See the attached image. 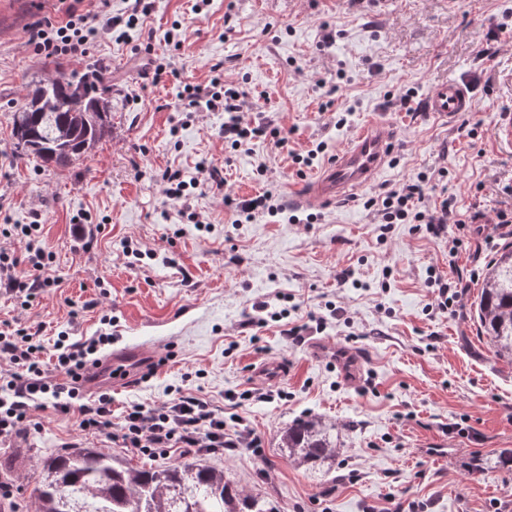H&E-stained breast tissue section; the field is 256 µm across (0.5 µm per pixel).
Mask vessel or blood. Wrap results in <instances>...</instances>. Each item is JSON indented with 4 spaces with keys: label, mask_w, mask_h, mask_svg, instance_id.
Returning <instances> with one entry per match:
<instances>
[{
    "label": "vessel or blood",
    "mask_w": 512,
    "mask_h": 512,
    "mask_svg": "<svg viewBox=\"0 0 512 512\" xmlns=\"http://www.w3.org/2000/svg\"><path fill=\"white\" fill-rule=\"evenodd\" d=\"M425 111L443 119L474 111L476 99L462 81H446L426 97ZM395 129L391 123L371 120L359 129L351 143L338 152L312 180L308 190L296 199L298 207H321L371 185L385 169L394 149ZM158 357L141 347L114 351L82 374L85 391L96 392L130 383L133 373L153 371Z\"/></svg>",
    "instance_id": "vessel-or-blood-1"
}]
</instances>
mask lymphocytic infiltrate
<instances>
[{"label":"lymphocytic infiltrate","instance_id":"obj_1","mask_svg":"<svg viewBox=\"0 0 512 512\" xmlns=\"http://www.w3.org/2000/svg\"><path fill=\"white\" fill-rule=\"evenodd\" d=\"M152 9L151 0H127L124 15L115 16L105 8L104 0H69L63 20L44 18L27 30L26 44L45 60L65 57L83 59L101 37L143 22ZM189 107L224 115V140L240 148L260 138H278L280 132L264 122L244 121L249 106L248 94L235 86H226L221 76L211 77L208 84H185L182 93ZM421 184L408 181L383 195L370 198L382 224L416 222L439 231L454 213L453 198L443 200L437 210L418 211L414 200ZM32 221L0 230V236L16 237L25 244L24 254L0 245V287L16 297L32 299L50 281L42 272L52 262V255L40 244L41 213L32 210ZM109 335L91 341H76L62 331L54 343L55 363L46 365L39 358L43 350L39 330L17 325L0 327V359L8 369L0 372V441L22 433L39 430L32 419L38 399L51 400L55 412L78 416L80 431L97 433L115 428V441L151 459H167L178 450L200 456L257 447L252 431L226 432L224 420L210 403L190 393H178L158 407L133 403L126 407L120 427L112 425V397L103 393L86 401L77 385L82 371Z\"/></svg>","mask_w":512,"mask_h":512}]
</instances>
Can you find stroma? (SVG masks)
<instances>
[{"instance_id": "obj_1", "label": "stroma", "mask_w": 512, "mask_h": 512, "mask_svg": "<svg viewBox=\"0 0 512 512\" xmlns=\"http://www.w3.org/2000/svg\"><path fill=\"white\" fill-rule=\"evenodd\" d=\"M154 0L143 25L102 39L74 62L31 55L25 32L57 0H32L0 37V229L42 214L55 283L29 304L0 292V324L60 330L113 347L173 344L177 356L150 377L112 390V424L129 403L158 406L178 391L208 400L227 430L247 424L258 448L210 455L239 487L272 495L282 512H512V471L495 457L512 448V360L496 354L477 305L486 268L512 233L495 224L512 209V146L495 124L512 109V0ZM181 22V44L168 40ZM173 57L178 76L153 82L149 57ZM112 72V129L85 158L61 167L21 155L12 114L31 85L56 68ZM244 89L248 121L287 141L231 149L224 115L192 112L184 84L211 67ZM471 85L474 112L447 121L422 111L441 82ZM413 91L417 108L394 102ZM373 118L397 129L392 160L373 184L320 208L293 198ZM314 151L298 167L293 154ZM219 169L222 188L198 186L169 201L162 175L198 164ZM265 175H258V167ZM422 178L421 209L455 195L477 223L439 232L423 224L383 229L369 198ZM270 193L276 216L236 223L227 199ZM200 213L191 224L180 207ZM87 215L91 232L75 231ZM465 243L449 253L448 239ZM462 283L459 317L434 310L430 273ZM314 314L326 328L292 344L283 323L255 324L254 303ZM112 315L103 326V315ZM270 363L278 380L255 377ZM41 431L0 446V484L17 512H32L38 462L63 444L98 448L134 466L147 457L107 433L80 432L74 416L33 411ZM315 415L336 426L341 453L330 469L292 467L282 432Z\"/></svg>"}]
</instances>
